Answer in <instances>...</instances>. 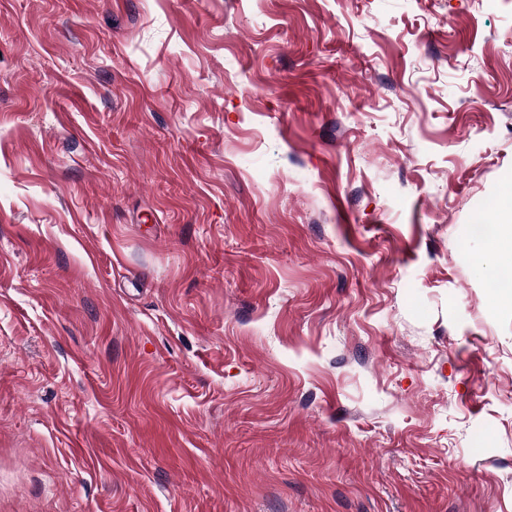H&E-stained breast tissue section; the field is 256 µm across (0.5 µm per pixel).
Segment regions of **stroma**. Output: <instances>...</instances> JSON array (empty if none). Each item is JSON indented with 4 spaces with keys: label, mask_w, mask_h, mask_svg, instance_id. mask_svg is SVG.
Instances as JSON below:
<instances>
[{
    "label": "stroma",
    "mask_w": 512,
    "mask_h": 512,
    "mask_svg": "<svg viewBox=\"0 0 512 512\" xmlns=\"http://www.w3.org/2000/svg\"><path fill=\"white\" fill-rule=\"evenodd\" d=\"M511 187L512 0H0V512H512Z\"/></svg>",
    "instance_id": "obj_1"
}]
</instances>
